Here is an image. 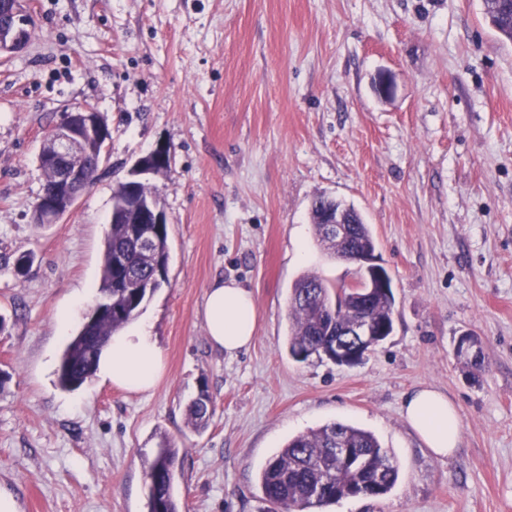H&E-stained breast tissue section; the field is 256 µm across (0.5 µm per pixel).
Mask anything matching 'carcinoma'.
<instances>
[{"label": "carcinoma", "mask_w": 512, "mask_h": 512, "mask_svg": "<svg viewBox=\"0 0 512 512\" xmlns=\"http://www.w3.org/2000/svg\"><path fill=\"white\" fill-rule=\"evenodd\" d=\"M483 13L500 37L512 41V0H482ZM341 208L349 222V234L342 240L321 223L326 212ZM311 221L315 224L319 244L327 252L344 261L355 255L372 254L376 240L362 213L351 204L319 196L312 202ZM122 253L128 266L140 279L155 273L160 260L169 259L168 225L162 224L149 254L131 236V225L114 219L110 224L102 257L99 292L112 297V319L102 320L96 327V341L91 342L79 330L67 343L59 365L57 382L65 390H76L91 379L102 352L112 334L138 314L149 299L144 288H118L123 278L111 265V255ZM367 277L360 273L352 286L331 290L314 274L300 277L289 297L291 330L288 354L300 361V354L310 351L322 356L331 349L336 333L366 311L376 324L392 322L394 294L378 288H366ZM468 339L476 347L457 356V360L474 376L483 370L481 341L473 333ZM210 396L202 391L187 408V422L196 428L209 420ZM342 439L353 453V460L343 464L336 457V439ZM180 449L167 438H161L147 469L150 512H180L174 495L176 461ZM399 468L387 449L370 431L342 422H330L317 429L296 435L274 455L260 474V483L267 512H314V510L359 494L381 497L395 486Z\"/></svg>", "instance_id": "obj_1"}]
</instances>
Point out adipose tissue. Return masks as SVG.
Masks as SVG:
<instances>
[{
  "label": "adipose tissue",
  "instance_id": "adipose-tissue-1",
  "mask_svg": "<svg viewBox=\"0 0 512 512\" xmlns=\"http://www.w3.org/2000/svg\"><path fill=\"white\" fill-rule=\"evenodd\" d=\"M204 322L213 347L235 353L247 348L257 326L251 293L235 282L217 281L208 289ZM165 371V360L147 323L137 322L116 333L99 360L100 376L114 386L133 393L154 388ZM403 415L427 448L438 457L456 454L459 416L443 392L425 386L406 398Z\"/></svg>",
  "mask_w": 512,
  "mask_h": 512
}]
</instances>
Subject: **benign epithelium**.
I'll return each instance as SVG.
<instances>
[{
    "instance_id": "benign-epithelium-1",
    "label": "benign epithelium",
    "mask_w": 512,
    "mask_h": 512,
    "mask_svg": "<svg viewBox=\"0 0 512 512\" xmlns=\"http://www.w3.org/2000/svg\"><path fill=\"white\" fill-rule=\"evenodd\" d=\"M27 0H0V55L22 49L30 38ZM111 134L107 121L93 106L87 105L66 112L63 120L47 136L44 145L50 151L39 154V165L53 173L50 188H42L37 202L34 223L55 224L90 187L88 168L82 160L83 147L90 141L101 145V153L93 167L98 169L110 146ZM171 164L170 151L160 147L141 158L131 172V180L147 182V175H163ZM118 210L131 216V223L138 225L140 242L154 239V225L166 223L164 211L149 199L124 195ZM385 328L373 325L367 317H359L343 331L356 346L347 350L336 345V357L359 361L366 353V346Z\"/></svg>"
}]
</instances>
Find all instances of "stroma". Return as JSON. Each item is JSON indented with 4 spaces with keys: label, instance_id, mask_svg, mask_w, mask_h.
<instances>
[{
    "label": "stroma",
    "instance_id": "1",
    "mask_svg": "<svg viewBox=\"0 0 512 512\" xmlns=\"http://www.w3.org/2000/svg\"><path fill=\"white\" fill-rule=\"evenodd\" d=\"M29 14L28 46L0 56V486L21 512H149L164 436L181 512H265L262 468L333 421L374 433L399 478L322 512H512V43L481 0H29ZM84 105L111 129L98 178L58 223H34L44 139ZM160 146L168 281L140 315L166 373L145 393L97 376L61 389L57 315L80 300L79 330L99 300L113 192ZM320 195L362 212L392 279L394 331L353 366L286 349L295 281L357 278L316 241ZM218 278L256 305L233 355L203 321ZM464 331L482 340L474 380L453 356ZM422 386L457 408L453 458L402 415ZM203 388L198 431L187 406Z\"/></svg>",
    "mask_w": 512,
    "mask_h": 512
}]
</instances>
